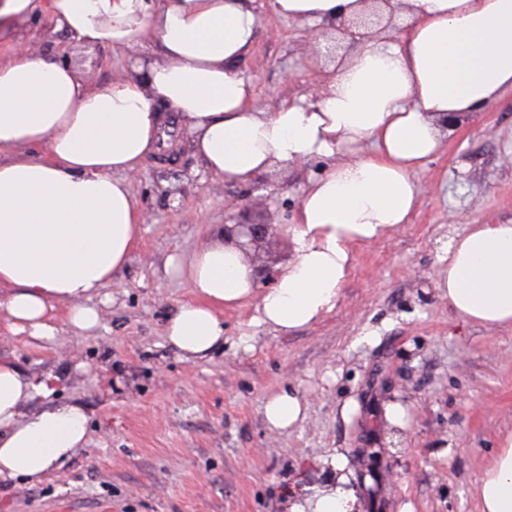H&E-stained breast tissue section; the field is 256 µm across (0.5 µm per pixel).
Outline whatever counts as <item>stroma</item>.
Wrapping results in <instances>:
<instances>
[{
	"mask_svg": "<svg viewBox=\"0 0 512 512\" xmlns=\"http://www.w3.org/2000/svg\"><path fill=\"white\" fill-rule=\"evenodd\" d=\"M246 2L258 33L241 69L256 106L272 112L322 85L331 63L307 45L324 29ZM15 40L101 81L131 69L124 51L74 46L39 15ZM175 137L179 152L149 157L131 181L150 222L104 290L98 327L72 332L60 304L51 343L0 330L1 358L60 371L53 401L88 416L85 448L41 483L1 487L0 512H285L290 492L335 485L358 512H480L477 483L512 438V330L463 322L437 280L449 237L512 222V90L417 171L411 223L355 247L333 311L286 336L257 323L254 304L225 310L223 348L197 361L164 336L193 295L167 274L168 259L189 260L226 214L277 221L347 153L224 186L193 155L187 125ZM283 388L305 417L277 431L263 403Z\"/></svg>",
	"mask_w": 512,
	"mask_h": 512,
	"instance_id": "stroma-1",
	"label": "stroma"
}]
</instances>
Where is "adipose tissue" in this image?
<instances>
[{
  "label": "adipose tissue",
  "mask_w": 512,
  "mask_h": 512,
  "mask_svg": "<svg viewBox=\"0 0 512 512\" xmlns=\"http://www.w3.org/2000/svg\"><path fill=\"white\" fill-rule=\"evenodd\" d=\"M398 28L365 40L339 62L319 97L254 104L239 70L257 19L245 0H0V42L37 15L89 48L158 46L133 75L87 82L49 51L0 53V321L36 341L55 338L53 311L68 303L77 332L100 320L94 303L128 263L142 217L129 185L146 159L170 147L174 118L217 178L258 175L348 149L307 187L288 220L295 258L275 288L256 296V275L223 237L202 241L187 265L194 296L164 334L185 360L224 344V311L256 300V320L286 335L336 305L354 245L410 223L416 172L440 148V119L481 111L512 89V0H403ZM277 16L328 22L365 13L364 0H271ZM371 141L368 154L353 148ZM437 287L463 320L512 329V224H472L452 239ZM53 372L28 373L0 357V484L41 482L84 448L87 414L50 403ZM268 426L300 421L296 392L263 406ZM481 512H512V445L478 486Z\"/></svg>",
  "instance_id": "adipose-tissue-1"
}]
</instances>
